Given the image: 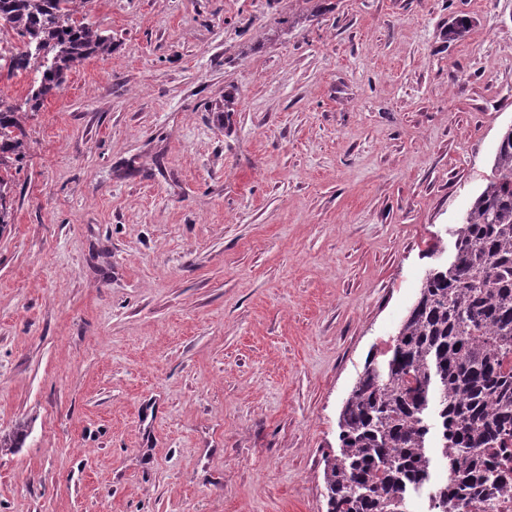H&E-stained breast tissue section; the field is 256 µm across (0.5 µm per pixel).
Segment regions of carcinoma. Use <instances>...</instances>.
<instances>
[{
    "label": "carcinoma",
    "mask_w": 512,
    "mask_h": 512,
    "mask_svg": "<svg viewBox=\"0 0 512 512\" xmlns=\"http://www.w3.org/2000/svg\"><path fill=\"white\" fill-rule=\"evenodd\" d=\"M94 0H0L15 43L0 72L37 73L24 98L0 93V229L14 223L15 174L25 123L112 37L87 21ZM451 262L430 269L389 347L369 356L338 417L336 450L323 457L327 512H409L434 475L429 417L439 425L446 479L434 512H494L512 459V127L492 176L451 230Z\"/></svg>",
    "instance_id": "carcinoma-1"
}]
</instances>
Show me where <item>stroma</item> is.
Instances as JSON below:
<instances>
[{
  "label": "stroma",
  "mask_w": 512,
  "mask_h": 512,
  "mask_svg": "<svg viewBox=\"0 0 512 512\" xmlns=\"http://www.w3.org/2000/svg\"><path fill=\"white\" fill-rule=\"evenodd\" d=\"M0 231V512H327L323 456L512 127V0H95Z\"/></svg>",
  "instance_id": "1"
}]
</instances>
